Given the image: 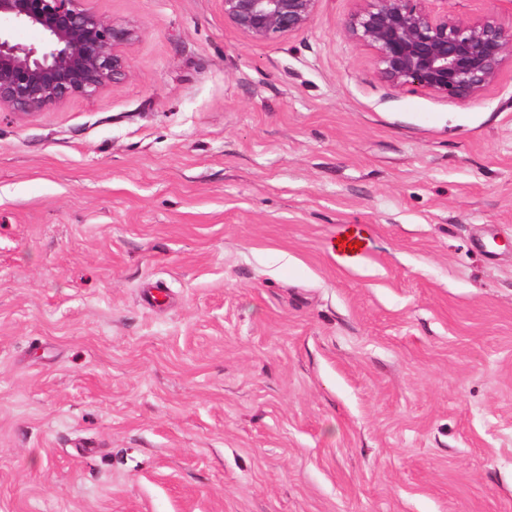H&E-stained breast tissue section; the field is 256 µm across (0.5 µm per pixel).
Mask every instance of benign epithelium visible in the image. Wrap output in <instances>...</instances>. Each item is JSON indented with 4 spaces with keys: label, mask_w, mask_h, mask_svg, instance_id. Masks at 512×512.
Wrapping results in <instances>:
<instances>
[{
    "label": "benign epithelium",
    "mask_w": 512,
    "mask_h": 512,
    "mask_svg": "<svg viewBox=\"0 0 512 512\" xmlns=\"http://www.w3.org/2000/svg\"><path fill=\"white\" fill-rule=\"evenodd\" d=\"M320 0H224V18L247 40L264 42L306 29ZM345 24L376 53L377 72L399 88L438 97H473L512 64V28L496 12L471 19L432 12L425 0H364ZM41 31L27 45L0 30V109L29 114L73 96L91 97L127 74L121 48L133 29L82 6V0H0V20Z\"/></svg>",
    "instance_id": "obj_1"
}]
</instances>
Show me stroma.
I'll return each instance as SVG.
<instances>
[{"instance_id":"obj_1","label":"stroma","mask_w":512,"mask_h":512,"mask_svg":"<svg viewBox=\"0 0 512 512\" xmlns=\"http://www.w3.org/2000/svg\"><path fill=\"white\" fill-rule=\"evenodd\" d=\"M84 5L126 78L0 112V512H512V65L394 88L357 0ZM224 17L247 40L264 42L306 29L320 0H224Z\"/></svg>"}]
</instances>
